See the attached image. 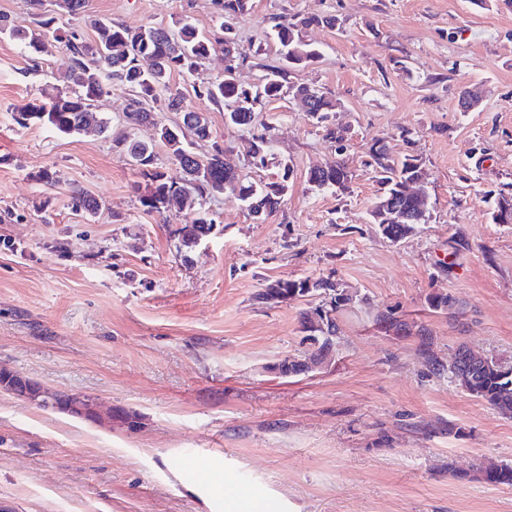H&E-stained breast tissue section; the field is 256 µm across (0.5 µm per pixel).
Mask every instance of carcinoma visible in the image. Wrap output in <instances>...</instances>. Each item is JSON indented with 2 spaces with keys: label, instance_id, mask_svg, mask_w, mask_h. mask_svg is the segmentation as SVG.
Here are the masks:
<instances>
[{
  "label": "carcinoma",
  "instance_id": "cac0c4a2",
  "mask_svg": "<svg viewBox=\"0 0 512 512\" xmlns=\"http://www.w3.org/2000/svg\"><path fill=\"white\" fill-rule=\"evenodd\" d=\"M218 30L211 34L201 32L188 21L175 22V28L165 35L164 27L148 26L131 29L119 22L98 20L93 22L96 33L87 41L75 32H63L56 26V18L40 15L35 29H16L0 19V32L22 43L30 54H39L45 48V37L64 43L72 55V64L63 82L72 92L56 94L41 104H28L12 113L13 122L21 128L39 126L63 135H100L107 129V119L93 110L94 102L108 93L112 84L125 86L131 92L130 111L137 121L157 129L158 140L167 148L172 170L157 163L156 144L135 137L118 142L125 157L137 164L147 180V191L138 197L146 213L190 215V221L177 229L178 251L189 252L197 242L207 237L217 223L205 209L206 200L216 194L228 192L242 203L247 215L263 222L276 213L288 194V179L292 175L289 165L283 166L278 180L264 184L246 182L238 173V165L230 150L218 143L201 158L189 149L185 132L199 141H208L211 130L208 119L201 112L190 109L186 94L172 91L170 81L174 75L188 77L199 63L219 44L224 46L228 65L224 78L204 86H192L193 95L204 99L224 111L225 121L251 133L249 163L264 166L271 152L269 127L256 124L258 106L287 95L308 103L311 117L324 129L325 138L343 141L330 124L336 102L308 86L291 85L287 81L289 69L305 66L317 57V51L304 41L303 30L313 25L336 26V17L282 15L273 25V36L279 45L283 65L269 68L262 82L253 87L239 85L233 77L234 69L249 58L265 51L259 45L248 51L239 47L228 19L243 14L251 7V0H215ZM183 113L182 124L167 127L158 121L163 111ZM367 165L372 168L379 186L376 201L370 210L372 223L382 235L393 242L406 238L414 226L428 220L425 199L408 197L402 190L404 183L420 178L423 173L420 159L407 153L400 158L389 155L384 146L373 143L368 150ZM308 180L323 189H347L351 180L344 164L315 168ZM71 205L89 216L99 211L98 201L81 189L71 190ZM402 212L413 220L402 223L395 213ZM493 218L500 224H512V195L496 202ZM327 295L321 306L306 310L302 319L314 346L310 359L323 363L336 347L340 330L337 314L354 303L353 296L337 287L333 275L317 280L278 279L262 293V300L277 304L294 297L311 296L315 292ZM432 308L455 317L457 304L449 294L429 297ZM421 352L434 374L448 373V380L468 394L483 400L500 414L512 418V362L486 355L480 359L467 357L469 348L457 347L453 358L455 367H447L430 353L428 337H421ZM490 484L512 486V464L481 465L476 469Z\"/></svg>",
  "mask_w": 512,
  "mask_h": 512
}]
</instances>
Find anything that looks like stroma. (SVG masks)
<instances>
[{
  "label": "stroma",
  "mask_w": 512,
  "mask_h": 512,
  "mask_svg": "<svg viewBox=\"0 0 512 512\" xmlns=\"http://www.w3.org/2000/svg\"><path fill=\"white\" fill-rule=\"evenodd\" d=\"M286 12L337 19L304 30L319 55L289 80L336 99L346 138L326 139L284 97L257 114L272 135L258 169L245 162L247 130L191 99L212 132L196 154L216 142L248 181H274L285 164L293 175L262 223L234 196L207 199L218 223L188 254L175 234L186 216L144 213L146 181L116 146L156 137L127 120V89L97 102L102 135L20 128L14 109L66 91L70 55L52 40L33 60L0 33V370L112 410L100 425L0 389V512H227L248 497L267 512H512V486L476 472L512 464V418L432 374L418 338L443 362L462 343L512 361V224L490 214L512 192V0H252L231 26L242 47L265 52L238 67L241 85L280 65L271 28ZM40 13L89 40L101 18L215 24L214 0H87L78 14L59 0H0L15 27L34 28ZM464 89L479 96L468 112ZM377 140L424 170L430 219L397 243L370 218ZM339 161L346 190L309 182L310 169ZM75 187L99 214L72 209ZM328 274L358 300L339 316L336 352L282 376L278 363L311 351L300 313L321 297L259 295ZM435 293L455 298L456 318L430 308ZM390 310L409 334L378 322Z\"/></svg>",
  "instance_id": "1"
}]
</instances>
